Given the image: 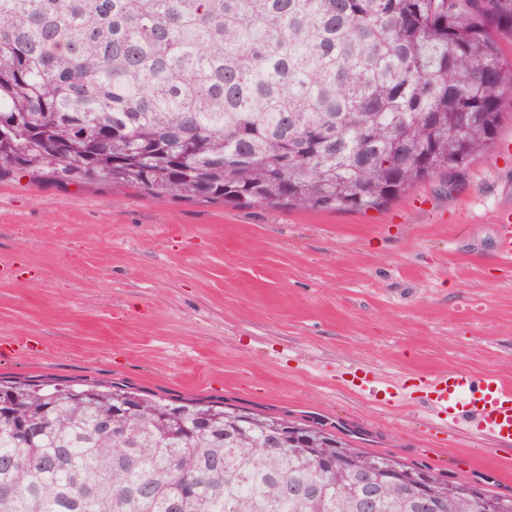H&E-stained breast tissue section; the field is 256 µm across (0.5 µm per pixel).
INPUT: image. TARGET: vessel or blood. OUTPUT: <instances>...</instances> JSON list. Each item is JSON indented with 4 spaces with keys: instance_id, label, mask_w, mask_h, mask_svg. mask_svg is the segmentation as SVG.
<instances>
[{
    "instance_id": "b4317fda",
    "label": "vessel or blood",
    "mask_w": 512,
    "mask_h": 512,
    "mask_svg": "<svg viewBox=\"0 0 512 512\" xmlns=\"http://www.w3.org/2000/svg\"><path fill=\"white\" fill-rule=\"evenodd\" d=\"M418 384L434 417L473 425L512 445V388L458 370L419 377Z\"/></svg>"
}]
</instances>
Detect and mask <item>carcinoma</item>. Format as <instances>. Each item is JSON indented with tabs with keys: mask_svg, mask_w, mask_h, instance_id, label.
Instances as JSON below:
<instances>
[{
	"mask_svg": "<svg viewBox=\"0 0 512 512\" xmlns=\"http://www.w3.org/2000/svg\"><path fill=\"white\" fill-rule=\"evenodd\" d=\"M505 30L512 0H0V181L381 209L491 149ZM422 472L450 484L319 422L0 380V512H420Z\"/></svg>",
	"mask_w": 512,
	"mask_h": 512,
	"instance_id": "carcinoma-1",
	"label": "carcinoma"
}]
</instances>
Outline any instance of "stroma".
I'll return each instance as SVG.
<instances>
[{
	"instance_id": "stroma-1",
	"label": "stroma",
	"mask_w": 512,
	"mask_h": 512,
	"mask_svg": "<svg viewBox=\"0 0 512 512\" xmlns=\"http://www.w3.org/2000/svg\"><path fill=\"white\" fill-rule=\"evenodd\" d=\"M491 150L365 212L159 202L104 185L0 183L7 380L122 382L168 397L311 416L364 450L512 495V451L436 423L408 391L343 384L451 369L512 387V93ZM359 381V386L363 388L369 389V391L377 398L379 394L382 395V400L384 403H389L393 399L396 400L399 396H401V389L398 385L393 382H380L376 378L374 380H368L367 376L365 377H356Z\"/></svg>"
}]
</instances>
